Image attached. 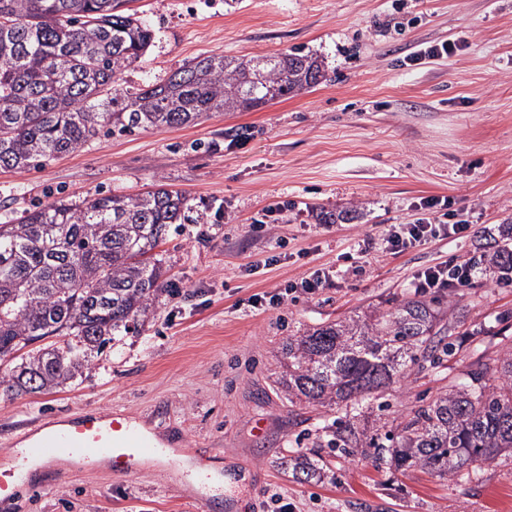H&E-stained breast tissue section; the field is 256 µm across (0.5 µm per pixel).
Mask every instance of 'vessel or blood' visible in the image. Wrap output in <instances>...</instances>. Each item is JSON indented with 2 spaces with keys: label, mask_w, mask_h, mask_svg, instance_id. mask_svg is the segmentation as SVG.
<instances>
[{
  "label": "vessel or blood",
  "mask_w": 512,
  "mask_h": 512,
  "mask_svg": "<svg viewBox=\"0 0 512 512\" xmlns=\"http://www.w3.org/2000/svg\"><path fill=\"white\" fill-rule=\"evenodd\" d=\"M34 446L49 461L63 455L89 462L109 460L113 475L118 477L129 475L142 460L162 451L159 443L136 428L124 414L92 410L67 418L60 428L36 432Z\"/></svg>",
  "instance_id": "b4317fda"
}]
</instances>
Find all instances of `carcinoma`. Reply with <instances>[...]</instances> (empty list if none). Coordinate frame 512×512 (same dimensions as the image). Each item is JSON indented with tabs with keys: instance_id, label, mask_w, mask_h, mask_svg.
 <instances>
[{
	"instance_id": "carcinoma-1",
	"label": "carcinoma",
	"mask_w": 512,
	"mask_h": 512,
	"mask_svg": "<svg viewBox=\"0 0 512 512\" xmlns=\"http://www.w3.org/2000/svg\"><path fill=\"white\" fill-rule=\"evenodd\" d=\"M126 0H0V169L25 171L81 148L101 130L161 131L211 112H244L294 98L326 81L317 56L197 57L161 83L134 92L115 77L141 59L154 31ZM188 198L164 184L136 196L97 193L50 202L0 224V372L6 395L59 389L89 369L92 354L138 332L152 314L167 270L155 250L173 224H203ZM477 264L512 285V247ZM443 300L421 295L386 316L350 317L288 337V396L307 406L344 408L327 447L373 449L379 464L438 477L512 457V354L477 357L446 393L372 433L357 420L422 359L453 352ZM48 337L47 347L32 344ZM22 355H17L20 350ZM296 478L320 476L292 458Z\"/></svg>"
}]
</instances>
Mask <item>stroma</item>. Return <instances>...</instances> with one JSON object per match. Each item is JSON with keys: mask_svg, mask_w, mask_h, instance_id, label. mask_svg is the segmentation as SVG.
I'll use <instances>...</instances> for the list:
<instances>
[{"mask_svg": "<svg viewBox=\"0 0 512 512\" xmlns=\"http://www.w3.org/2000/svg\"><path fill=\"white\" fill-rule=\"evenodd\" d=\"M154 29L120 88L159 82L203 56L324 58L327 79L248 112H213L162 131L98 136L31 171L0 170V224L37 206L154 185L186 193L209 224L173 225L158 249L169 287L139 333L106 346L81 378L40 394H0V456L38 426L81 410L121 411L163 440L204 453L223 487L198 483L177 461L123 478L102 461L40 468L5 512H512V458L470 477L392 473L370 455L327 446L335 410L289 401L280 380L288 337L324 323L379 316L413 297V273L464 263L512 235V0H133ZM448 43L443 58L427 47ZM448 198L467 237L401 255L375 247L348 263L359 236L412 224L422 199ZM277 208L273 232L253 227ZM338 215L325 224L326 214ZM330 266L311 298L250 307ZM460 334L438 364L421 362L370 407L386 420L446 392L476 355L512 351V286L474 273L444 293ZM322 459L302 482L294 453Z\"/></svg>", "mask_w": 512, "mask_h": 512, "instance_id": "1", "label": "stroma"}]
</instances>
